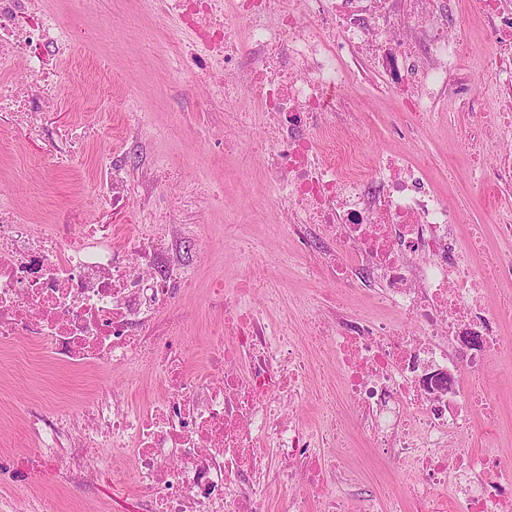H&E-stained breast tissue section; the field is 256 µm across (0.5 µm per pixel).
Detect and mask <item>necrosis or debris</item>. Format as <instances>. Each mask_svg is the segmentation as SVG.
<instances>
[{"mask_svg":"<svg viewBox=\"0 0 512 512\" xmlns=\"http://www.w3.org/2000/svg\"><path fill=\"white\" fill-rule=\"evenodd\" d=\"M438 2L151 0L160 18L189 33L171 38L170 66L208 88L206 109L223 105L225 120L243 129L254 112L268 118L264 177L289 237L318 245L305 276L370 287L380 315L328 303L314 336L302 340L289 335L287 320L269 323L249 304L264 285L250 272L223 300L224 317L208 331V371L198 375L187 367L183 321L173 313L179 288H193L195 277L176 262L167 216L127 225L117 247L94 225L70 237L50 223L35 233L24 206L1 203L0 349L33 336L68 367L112 366L135 378L149 363L164 386L136 409L101 390L79 401L74 416L28 415L37 472L56 469L54 450L75 419L82 436L69 458L83 478L97 474L88 449L131 458V469L114 476L135 484L143 512H266L274 481L303 488L286 512H309L314 501L347 512L358 478L316 448L338 445L353 424L412 473L405 494L364 497L359 512H512V460L448 445L472 430L476 412L497 417L476 381L502 347L499 328L512 320V303L487 306L481 268L512 281V255L485 256L478 226L461 258L459 215L432 188L425 165L400 158L368 169L353 154L326 159L339 146L337 123L358 119L347 91L359 61L379 69V89L398 98L407 129L430 120L449 89L467 110L478 107L468 40L449 33ZM468 11L488 28L483 73L503 92L493 123L510 130L512 0H469ZM70 45L45 0H0V112L28 139H37L40 115L59 92L44 52ZM462 147L476 186L512 188V148L490 169L479 136L465 135ZM107 176L117 206L155 188L147 178L129 184L117 157ZM325 343L343 378L312 392L313 351ZM309 394L318 411L312 430L285 410Z\"/></svg>","mask_w":512,"mask_h":512,"instance_id":"4bbe7bcc","label":"necrosis or debris"}]
</instances>
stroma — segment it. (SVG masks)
Wrapping results in <instances>:
<instances>
[{
  "mask_svg": "<svg viewBox=\"0 0 512 512\" xmlns=\"http://www.w3.org/2000/svg\"><path fill=\"white\" fill-rule=\"evenodd\" d=\"M64 12L66 23L77 35L70 55L47 60L60 73L62 90L41 115L44 137L25 141L19 130L11 128L9 115L0 114V199L25 197L34 212L55 215L58 229L67 234L85 224H145L150 213H174L183 231L178 257L195 271L197 280L196 288L177 304L184 315L188 366L194 371L203 368L208 327L224 313L209 303L208 288L217 280L234 284L251 260L263 263L267 278L284 289L297 335H308L311 329L307 298L312 294L339 298L352 312L370 314L367 292H341L332 282L303 275L310 257L298 254L289 238L280 207L263 181L260 163L244 156L246 148L263 137V120L239 132L225 127L223 113L203 111L205 88L188 75L171 79L156 21L134 0H69ZM469 28L471 82L490 108L496 92L485 83L481 71L488 51L481 19L471 18ZM107 55L112 58L108 74L99 67L101 57ZM130 89L137 91L138 108L149 121L135 138L126 131L124 97ZM351 94L361 124L341 127L342 137L357 141L371 158L412 155L428 162L435 168L436 189L459 213V244L467 245L470 225L484 224L488 252L512 249V237L494 222L497 214L512 211V197L490 188H473L469 166L457 149L470 120L459 112L455 97H446L416 136L403 137L392 132L401 117L395 98L378 93L369 78L354 85ZM60 131L70 132L80 148L75 166L60 168L51 163L60 148L56 137ZM116 154L125 157L127 176L133 182L149 173L179 169L183 186L195 193V209L179 211L165 187L158 188L146 204L114 207L98 203L92 186L100 164ZM219 188L224 191L220 204L212 199L213 190ZM483 383L500 415L492 422L476 417L471 433L458 443L472 451L492 448L512 458L511 351L504 349L493 356ZM111 385L136 406L159 391L148 369L139 381L130 382L119 371L94 367L73 371L48 364L36 345L0 352V495L22 493L28 512H86L91 506L103 512H140L137 489L112 476L113 470L128 468V458L111 460L107 449H99L107 463L99 467L95 482L89 485L69 473L63 462L56 474L36 477L29 458L35 439L24 433V410L60 415L85 392ZM331 453L359 470L358 491L365 495L388 485L405 486L410 479L400 464L375 455L367 437L354 427L347 432L345 447L332 448Z\"/></svg>",
  "mask_w": 512,
  "mask_h": 512,
  "instance_id": "stroma-1",
  "label": "stroma"
}]
</instances>
